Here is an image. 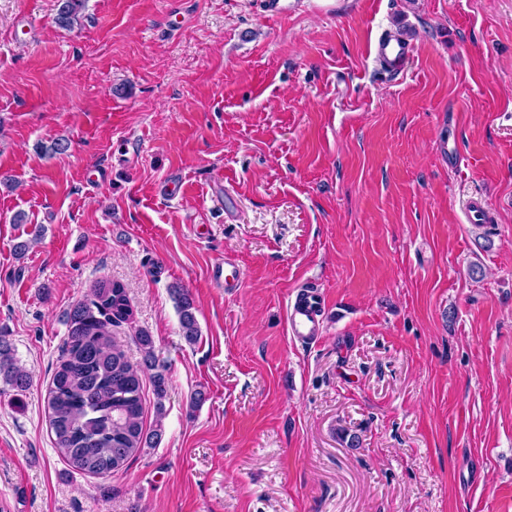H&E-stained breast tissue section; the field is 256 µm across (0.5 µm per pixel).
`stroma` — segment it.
<instances>
[{
	"mask_svg": "<svg viewBox=\"0 0 512 512\" xmlns=\"http://www.w3.org/2000/svg\"><path fill=\"white\" fill-rule=\"evenodd\" d=\"M57 5L0 0V334L31 376L0 393V512H512V0H88L70 30ZM102 278L134 311L113 336L139 367L148 333L167 378L160 441L106 478L47 413ZM375 58L395 76L403 73L413 56V46L404 33L382 36L378 39ZM171 293L176 301L183 336L189 343H195L199 336V327L190 294L180 286H172ZM293 305L287 310V328L291 336L302 341L317 340L321 334L322 302L310 286H302Z\"/></svg>",
	"mask_w": 512,
	"mask_h": 512,
	"instance_id": "stroma-1",
	"label": "stroma"
}]
</instances>
